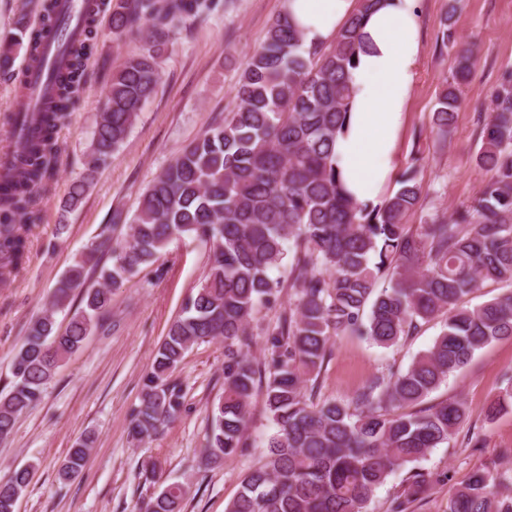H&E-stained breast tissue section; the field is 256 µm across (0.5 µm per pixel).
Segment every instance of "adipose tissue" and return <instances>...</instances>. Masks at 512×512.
Listing matches in <instances>:
<instances>
[{"instance_id": "1", "label": "adipose tissue", "mask_w": 512, "mask_h": 512, "mask_svg": "<svg viewBox=\"0 0 512 512\" xmlns=\"http://www.w3.org/2000/svg\"><path fill=\"white\" fill-rule=\"evenodd\" d=\"M305 45H325L356 10L355 0H284ZM363 48L348 71L350 112L333 162L345 190L375 206L397 164L422 53L420 0H379L360 30Z\"/></svg>"}]
</instances>
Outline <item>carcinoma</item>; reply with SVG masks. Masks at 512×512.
<instances>
[{
  "label": "carcinoma",
  "instance_id": "carcinoma-1",
  "mask_svg": "<svg viewBox=\"0 0 512 512\" xmlns=\"http://www.w3.org/2000/svg\"><path fill=\"white\" fill-rule=\"evenodd\" d=\"M379 0L358 7L327 46L304 47L283 13L269 25L245 60L235 87L236 105L186 145L147 185L135 215L117 211L110 235L59 280L44 310L27 328L0 392V438L42 397L57 370L91 333L109 320L112 293L154 265L175 240L209 245L206 274L182 313L170 324L133 409L131 435L143 440L180 416L182 385L172 379L193 346L224 341V390L211 411L202 464L208 468L243 453L252 398L261 389L275 431L266 452L241 482L225 512H371L376 491L399 468L408 472L386 501L385 512H409L438 482L418 467L468 418L461 399L420 410V404L474 353L512 337V72L502 76L483 119L477 165L491 173L473 204L447 215L435 212L411 223L423 194L410 165L398 188L372 208L342 190L332 148L343 126L350 90L347 73L361 48L365 16ZM213 0H115L112 37L146 30L140 52L112 75L106 105L92 133L87 176L114 158L160 80V58L172 37L208 15ZM100 4L87 0L81 37L64 44L66 66L54 74L43 108L26 112V86L14 103V123L24 134L17 150L0 160V268L24 261L34 205L52 172L56 133L83 75V60L97 36ZM46 30L63 33L59 0L43 5ZM28 31L26 15L0 33V73L14 64ZM443 48H454L453 81H443L432 133L446 140L460 109V86L471 76L477 52L455 45L443 23ZM288 266V285L272 272ZM98 286H87L90 275ZM390 284L379 287L383 276ZM506 292L471 306L467 297L487 286ZM291 294L267 329L264 364L252 358L251 323ZM81 303L65 329L56 314ZM443 322L432 346L407 369L374 377L345 401L320 400L316 385L333 338L361 336L392 348L422 324ZM512 408V376L485 411L487 419ZM94 439L71 448L60 469L68 480L83 468ZM32 466L0 481V512H16ZM186 490L163 486L138 512H182ZM446 512H512V466L481 467L448 496Z\"/></svg>",
  "mask_w": 512,
  "mask_h": 512
}]
</instances>
